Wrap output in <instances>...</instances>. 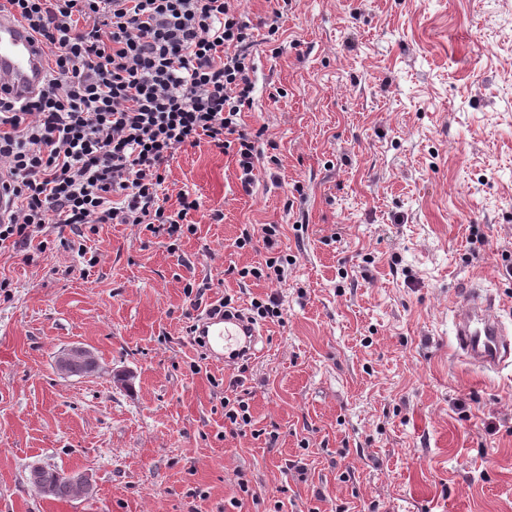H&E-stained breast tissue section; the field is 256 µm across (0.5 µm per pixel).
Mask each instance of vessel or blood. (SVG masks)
Masks as SVG:
<instances>
[{"instance_id":"b4317fda","label":"vessel or blood","mask_w":512,"mask_h":512,"mask_svg":"<svg viewBox=\"0 0 512 512\" xmlns=\"http://www.w3.org/2000/svg\"><path fill=\"white\" fill-rule=\"evenodd\" d=\"M46 75L44 55L29 30L0 12V89L22 99L36 92ZM198 333L212 361L231 367L241 357L260 354L263 333L242 310L200 316ZM455 346L470 364L496 371L512 364V331L503 324L494 302L477 287L466 286L454 310Z\"/></svg>"}]
</instances>
